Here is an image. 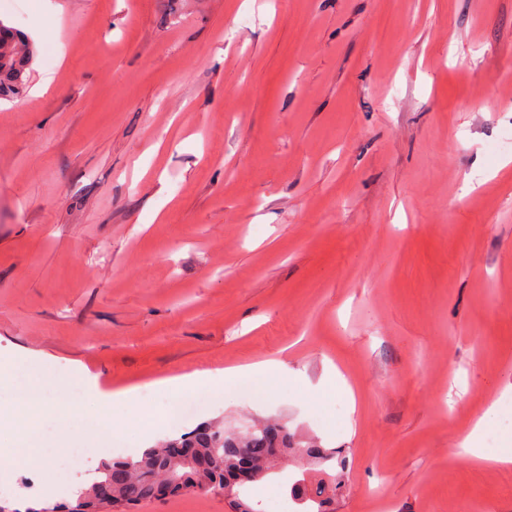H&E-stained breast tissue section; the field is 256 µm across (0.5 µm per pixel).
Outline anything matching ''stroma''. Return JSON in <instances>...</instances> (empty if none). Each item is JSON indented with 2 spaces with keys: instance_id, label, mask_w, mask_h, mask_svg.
I'll return each instance as SVG.
<instances>
[{
  "instance_id": "obj_1",
  "label": "stroma",
  "mask_w": 512,
  "mask_h": 512,
  "mask_svg": "<svg viewBox=\"0 0 512 512\" xmlns=\"http://www.w3.org/2000/svg\"><path fill=\"white\" fill-rule=\"evenodd\" d=\"M29 84L0 100V454L287 419L347 451L336 512H512L457 449L512 420V0H0ZM140 420L57 387L149 389ZM335 385H321L328 368ZM272 385V395L262 386ZM232 512L196 492L135 512ZM256 371L264 372L269 376H277L282 373L283 365L278 362L270 361L252 365L225 368L224 370H197L192 373L162 380L158 382V385L163 390L173 393H180L195 389L205 382L211 384H219L223 379L224 382H233L240 377L252 376V374Z\"/></svg>"
}]
</instances>
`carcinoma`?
I'll return each instance as SVG.
<instances>
[{"label": "carcinoma", "mask_w": 512, "mask_h": 512, "mask_svg": "<svg viewBox=\"0 0 512 512\" xmlns=\"http://www.w3.org/2000/svg\"><path fill=\"white\" fill-rule=\"evenodd\" d=\"M34 48L25 35L0 21V98L21 96L28 81ZM275 448H303L317 460L319 478L306 483L293 482L291 496L298 512H329L330 492L344 487L346 461L341 452L322 447L318 442L298 441L296 433L283 420L259 423L244 433L232 432L222 422H203L177 437L166 438L144 449L135 457L108 461L100 465L99 476L78 488L71 509L93 508L102 512L110 506L120 512L154 499L159 483L172 486L171 494L216 491L226 495L235 512H261L249 496L252 484L275 473V468L290 462H270Z\"/></svg>", "instance_id": "obj_1"}]
</instances>
